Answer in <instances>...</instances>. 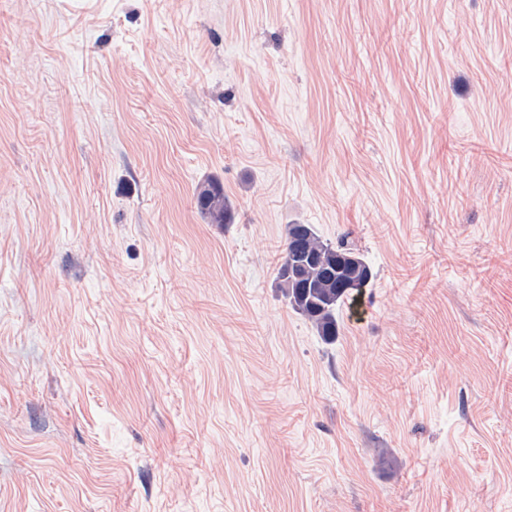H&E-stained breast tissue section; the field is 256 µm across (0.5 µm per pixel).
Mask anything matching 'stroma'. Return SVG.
Masks as SVG:
<instances>
[{
	"label": "stroma",
	"instance_id": "obj_1",
	"mask_svg": "<svg viewBox=\"0 0 512 512\" xmlns=\"http://www.w3.org/2000/svg\"><path fill=\"white\" fill-rule=\"evenodd\" d=\"M0 512H512V0H0ZM197 205L212 224H226L231 218L230 207L224 197V189L217 182L207 183L199 190ZM284 258L278 269V288H280L289 300L292 307L301 313L318 336L325 340H333L338 332L337 312L339 308L346 303H353L362 292V288H367L372 279L373 273L371 268L370 277L366 279V283L358 288H347L340 277L334 279L336 264L324 270V279L332 281L327 288H322L320 283L312 285L311 281L306 284V288H310L307 295L305 288H300V282L297 281L293 274H289L288 259L292 252L294 256L296 252L303 251L304 248L310 247L321 250L326 257L336 261L341 253L356 252L347 241L342 240L336 246L323 241L310 224H289L285 227L284 234Z\"/></svg>",
	"mask_w": 512,
	"mask_h": 512
}]
</instances>
